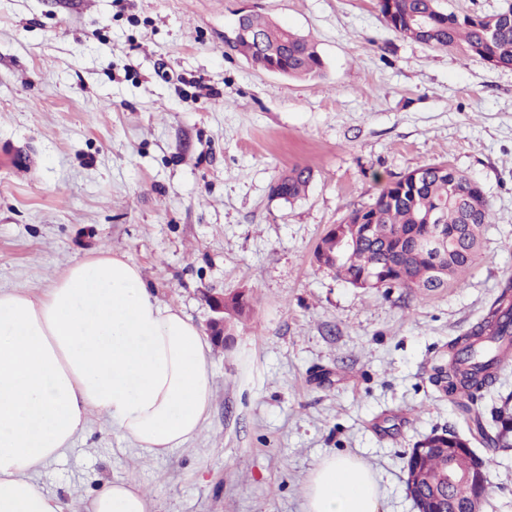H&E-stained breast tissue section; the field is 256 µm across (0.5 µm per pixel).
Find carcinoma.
<instances>
[{
	"label": "carcinoma",
	"instance_id": "cac0c4a2",
	"mask_svg": "<svg viewBox=\"0 0 512 512\" xmlns=\"http://www.w3.org/2000/svg\"><path fill=\"white\" fill-rule=\"evenodd\" d=\"M385 23L400 37L435 49L460 47L466 59L498 68H512V6L487 15L457 14L443 6V0H393V12ZM248 26L262 35L235 36L231 49L268 71L273 60L282 62L288 78H316L325 64L309 38L279 25L262 12H253ZM417 182L400 179L385 184L371 209L370 223H358L355 209L330 228L321 240L322 265L354 288H402L435 291L450 281H459L477 257L479 238L491 223V210L484 206L472 228H467L463 199L474 180L444 163H430L416 169ZM311 181L307 167L296 166L278 178L277 197L292 202L303 196ZM435 234L444 236L440 256L414 251L410 243ZM512 292L508 282L483 321L450 344L448 367L435 369L434 381L451 396H461L466 414L469 401L490 386L501 365V354L512 348V304L505 301ZM494 431L477 422L486 443L494 448H512V395L501 398L492 413ZM423 442L431 451L414 460L432 480L448 472L445 448H465L466 440L451 431H434ZM417 497L430 512H448V504L428 486Z\"/></svg>",
	"mask_w": 512,
	"mask_h": 512
}]
</instances>
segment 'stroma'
<instances>
[{"label":"stroma","mask_w":512,"mask_h":512,"mask_svg":"<svg viewBox=\"0 0 512 512\" xmlns=\"http://www.w3.org/2000/svg\"><path fill=\"white\" fill-rule=\"evenodd\" d=\"M307 36L325 74L291 79L224 42L243 2ZM0 289L41 296L99 250L136 264L198 327L205 294H251L232 348L211 349L208 426L140 457L93 420L43 468L82 502L105 480L145 487L154 512H302L308 474L352 454L385 512H417L415 443L450 429L488 460L483 512H512V449L473 420L512 393V361L465 415L433 382L448 345L512 281V69L399 37L377 0H0ZM480 183L491 210L461 282L360 289L318 266L328 229L429 163ZM309 167L306 195L270 187Z\"/></svg>","instance_id":"stroma-1"}]
</instances>
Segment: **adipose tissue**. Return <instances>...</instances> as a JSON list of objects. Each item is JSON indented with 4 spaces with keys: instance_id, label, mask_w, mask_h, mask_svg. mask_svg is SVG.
Returning <instances> with one entry per match:
<instances>
[{
    "instance_id": "1",
    "label": "adipose tissue",
    "mask_w": 512,
    "mask_h": 512,
    "mask_svg": "<svg viewBox=\"0 0 512 512\" xmlns=\"http://www.w3.org/2000/svg\"><path fill=\"white\" fill-rule=\"evenodd\" d=\"M209 344L179 308L161 303L138 266L102 251L33 297L0 290V512H74L41 469L92 416L144 457L185 446L207 426ZM83 512H153L150 492L108 480ZM303 512H382L360 459L330 456L310 472Z\"/></svg>"
}]
</instances>
